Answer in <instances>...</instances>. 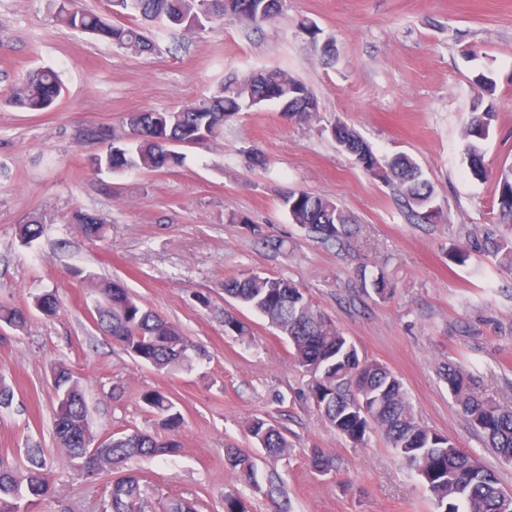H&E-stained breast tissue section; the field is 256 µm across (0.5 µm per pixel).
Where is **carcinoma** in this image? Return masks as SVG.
<instances>
[{
  "instance_id": "carcinoma-1",
  "label": "carcinoma",
  "mask_w": 512,
  "mask_h": 512,
  "mask_svg": "<svg viewBox=\"0 0 512 512\" xmlns=\"http://www.w3.org/2000/svg\"><path fill=\"white\" fill-rule=\"evenodd\" d=\"M104 13L78 5V0H55L56 21L63 26L92 35L136 54L154 51V43L143 25L157 24L172 32L204 30L220 18L233 23L257 24L278 17L283 0H107ZM124 17L129 25L112 23ZM472 88L477 98L491 100L497 84L493 77L479 73ZM62 95V82L51 67L33 70L12 90L11 101L28 112L54 107ZM267 103L278 106L288 118L321 121L317 99L302 82L280 69H260L244 76H229L209 97H202L176 109L144 110L125 119L128 133H112L105 149L95 154L98 170L124 172L129 169L159 171L183 165L178 144L216 139L224 122L238 113ZM495 117L493 106L474 114L465 127L464 159L473 178L493 177L496 217L491 223L465 232L468 246L497 258L512 270V169L504 167L495 175L485 163L480 143L487 140ZM363 165L375 159L371 147L352 131L340 145ZM382 182L394 184L403 207L412 215L436 220L433 187L422 176L416 162L396 155L385 163ZM283 205L293 223L341 250L352 247L355 231L352 217L335 200L304 190L288 192ZM78 224L84 236L102 239L106 219L82 214ZM43 233V224L33 218L18 225L19 241L29 244ZM99 304L92 312L98 328L119 344L132 358L159 371L175 370L190 359V344L180 328L143 305L119 281L97 280L93 284ZM224 293L268 319L288 340L293 364L310 376L309 398L326 423L354 444H361L372 432L384 435L388 446L420 477L437 512H512V494L505 492L493 470L462 451L452 439L423 424L401 381L383 364L360 355L356 344L317 308L292 281L259 274H242L224 280ZM27 315L17 307L0 305V322L14 329L24 327ZM57 395L55 435L73 465L88 475L118 467L133 458L162 457L181 449L171 437L158 440L138 430L112 435V446L98 449L86 458L84 443L94 436L86 419V402L81 378L63 363L51 366ZM471 428L505 462H512V408L478 396L474 377L453 362L441 372ZM143 402L161 417L163 426L177 431L182 415L163 393L153 391ZM252 442L271 457L288 455L291 444L269 420L254 417L247 425ZM29 466L24 469L0 467V512H34L49 489L41 450H28ZM226 463L237 471L240 481L254 490L259 480L254 463L241 449H225ZM312 468L321 475L333 468L330 456L314 451ZM140 478L130 475L112 485L110 512H140Z\"/></svg>"
}]
</instances>
